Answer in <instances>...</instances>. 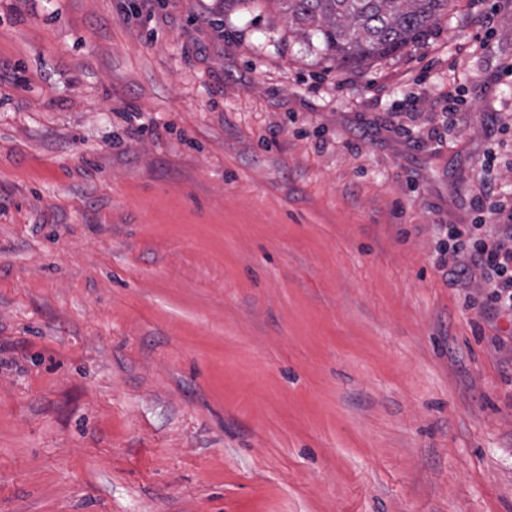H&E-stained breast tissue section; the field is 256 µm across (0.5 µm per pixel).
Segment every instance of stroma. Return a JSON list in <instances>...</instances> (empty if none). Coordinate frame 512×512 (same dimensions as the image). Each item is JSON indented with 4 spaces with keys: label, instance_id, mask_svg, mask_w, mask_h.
Returning <instances> with one entry per match:
<instances>
[{
    "label": "stroma",
    "instance_id": "1",
    "mask_svg": "<svg viewBox=\"0 0 512 512\" xmlns=\"http://www.w3.org/2000/svg\"><path fill=\"white\" fill-rule=\"evenodd\" d=\"M0 0V512H512V0L339 68L278 0ZM465 251L478 258L491 307L512 311V224L448 227V276L453 279H464L469 274L460 260Z\"/></svg>",
    "mask_w": 512,
    "mask_h": 512
}]
</instances>
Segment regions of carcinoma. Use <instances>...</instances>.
<instances>
[{
  "mask_svg": "<svg viewBox=\"0 0 512 512\" xmlns=\"http://www.w3.org/2000/svg\"><path fill=\"white\" fill-rule=\"evenodd\" d=\"M288 28L336 64L361 66L425 42L448 0H279Z\"/></svg>",
  "mask_w": 512,
  "mask_h": 512,
  "instance_id": "obj_1",
  "label": "carcinoma"
}]
</instances>
